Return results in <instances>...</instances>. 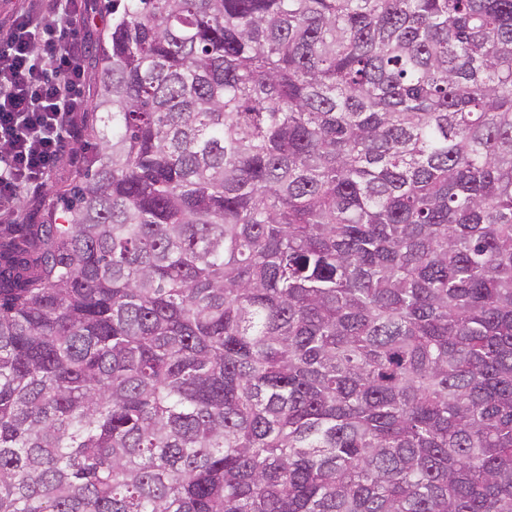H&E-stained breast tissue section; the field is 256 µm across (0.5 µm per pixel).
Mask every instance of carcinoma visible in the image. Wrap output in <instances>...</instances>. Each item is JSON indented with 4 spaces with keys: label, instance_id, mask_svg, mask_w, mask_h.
Returning a JSON list of instances; mask_svg holds the SVG:
<instances>
[{
    "label": "carcinoma",
    "instance_id": "carcinoma-1",
    "mask_svg": "<svg viewBox=\"0 0 512 512\" xmlns=\"http://www.w3.org/2000/svg\"><path fill=\"white\" fill-rule=\"evenodd\" d=\"M111 2L0 512H512V0Z\"/></svg>",
    "mask_w": 512,
    "mask_h": 512
}]
</instances>
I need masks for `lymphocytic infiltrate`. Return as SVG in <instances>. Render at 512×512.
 I'll return each instance as SVG.
<instances>
[{
	"instance_id": "lymphocytic-infiltrate-1",
	"label": "lymphocytic infiltrate",
	"mask_w": 512,
	"mask_h": 512,
	"mask_svg": "<svg viewBox=\"0 0 512 512\" xmlns=\"http://www.w3.org/2000/svg\"><path fill=\"white\" fill-rule=\"evenodd\" d=\"M81 0H31L0 25V223L45 188L90 106Z\"/></svg>"
}]
</instances>
